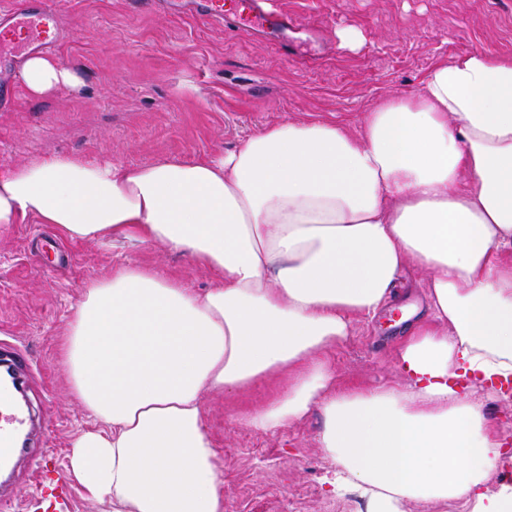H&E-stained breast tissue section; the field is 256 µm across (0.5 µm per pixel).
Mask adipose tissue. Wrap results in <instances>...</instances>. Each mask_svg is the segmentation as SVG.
<instances>
[{
  "label": "adipose tissue",
  "instance_id": "adipose-tissue-1",
  "mask_svg": "<svg viewBox=\"0 0 512 512\" xmlns=\"http://www.w3.org/2000/svg\"><path fill=\"white\" fill-rule=\"evenodd\" d=\"M22 77L33 96L79 83L47 54ZM30 217L71 240L186 252L215 275L197 294L124 267L77 304L73 390L101 426L74 441L70 466L90 500L224 512L203 397L282 377L242 420L273 433L319 408L336 495L360 492L369 512L461 498L512 512V486L483 489L499 442L458 385L512 379V58L440 63L355 132L286 120L202 160L0 167V224ZM407 267L426 280L433 326L412 327L400 383L338 387L327 350L387 304Z\"/></svg>",
  "mask_w": 512,
  "mask_h": 512
}]
</instances>
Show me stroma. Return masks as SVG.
<instances>
[{
	"label": "stroma",
	"instance_id": "obj_1",
	"mask_svg": "<svg viewBox=\"0 0 512 512\" xmlns=\"http://www.w3.org/2000/svg\"><path fill=\"white\" fill-rule=\"evenodd\" d=\"M268 9L295 26L262 38L176 13L166 0H58L54 54L82 84L40 98L22 81L11 85L0 98V167L55 155L127 165L202 159L284 120L336 121L354 131L379 99L419 91L439 62L474 50L512 57V0H269ZM347 27L362 35L353 51L337 38ZM125 266L200 294L214 280L158 244L71 241L34 218L0 224V358L20 359L39 424L0 512H106L69 476L72 440L98 423L73 391L65 348L85 288ZM388 315L355 318L331 350L339 384L399 382L395 361L408 332L391 328ZM280 389L260 381L236 402L204 398L224 464L226 512H367L365 499L332 491L334 467L316 444L321 411L274 434L241 423ZM479 394L504 445L485 481L494 491L512 482V398L488 387Z\"/></svg>",
	"mask_w": 512,
	"mask_h": 512
}]
</instances>
